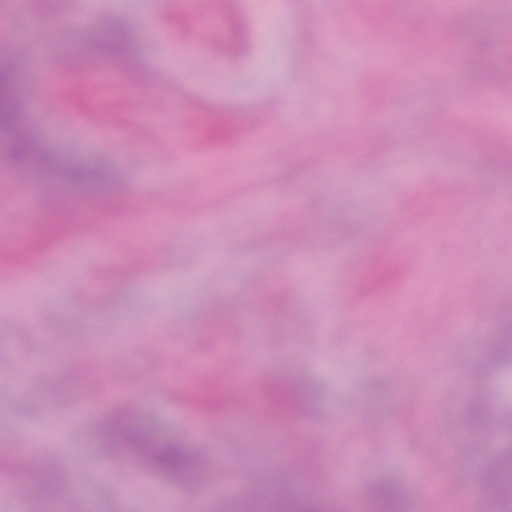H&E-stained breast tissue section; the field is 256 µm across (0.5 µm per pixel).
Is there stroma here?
I'll list each match as a JSON object with an SVG mask.
<instances>
[{
	"label": "stroma",
	"instance_id": "1",
	"mask_svg": "<svg viewBox=\"0 0 512 512\" xmlns=\"http://www.w3.org/2000/svg\"><path fill=\"white\" fill-rule=\"evenodd\" d=\"M205 2L223 33L205 34L187 7L143 21L145 0H0L30 130L57 163L97 174L45 182L0 151L11 177L0 240L30 219L42 242L21 265L0 248V457L54 462L64 512H160L172 500L233 512L260 482L318 496L336 480L353 487L345 512H367L385 479L407 512H461L512 441L463 418L473 383L491 403L512 398V373L480 372L512 303V179L485 157L487 144L512 147V81L450 85L443 73L467 60L414 49L430 36L495 40L501 0H468L450 19L441 0ZM115 21L137 40L133 62L112 67L126 89L44 111L49 78L82 84V51ZM394 40L408 53L371 54ZM214 111L241 127L234 146L212 139ZM376 115L385 124L370 139L362 126ZM336 156L348 161L339 173ZM37 182L45 201L26 198ZM84 201L98 224L141 236L46 238V225L81 223ZM395 248L416 255L408 305L355 286L369 253ZM233 314L243 323L226 327ZM230 358L306 381L308 410L274 431L250 427L251 399L221 421L197 413L184 388ZM116 408L183 439L203 462L196 476L114 461L100 421ZM53 410L78 417L48 431ZM306 445L309 473L295 463ZM25 482L24 468L0 472V512L37 505Z\"/></svg>",
	"mask_w": 512,
	"mask_h": 512
}]
</instances>
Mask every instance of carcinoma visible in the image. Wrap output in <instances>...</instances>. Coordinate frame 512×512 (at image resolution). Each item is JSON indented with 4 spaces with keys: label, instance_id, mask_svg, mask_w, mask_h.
Masks as SVG:
<instances>
[{
    "label": "carcinoma",
    "instance_id": "obj_1",
    "mask_svg": "<svg viewBox=\"0 0 512 512\" xmlns=\"http://www.w3.org/2000/svg\"><path fill=\"white\" fill-rule=\"evenodd\" d=\"M94 48L106 55L130 58L135 54V45L130 33L122 27H114L98 36ZM468 53L473 61V79L483 83L501 76H512V42L504 40L498 50L483 39L477 38L468 44ZM215 128L211 136L232 145L241 131L235 123L226 119L212 120ZM24 102L18 92L17 73L10 61L0 54V142L11 160L32 168L50 172L58 171L53 160L44 152L40 142L24 131ZM495 170L503 177H512V149L494 147L490 153ZM404 276L401 261L390 255H373L364 263L356 287L366 295L384 298L391 295ZM503 340L496 348L490 364L501 366L512 364V316L501 323ZM213 378L223 384L196 388L188 385L187 400L201 414L223 417L232 413L244 398L232 378L220 371ZM265 406L277 421L285 422L301 412L311 401L308 385L295 378L269 380L264 389ZM467 422L471 429L483 431L491 424L501 423V413L489 407L482 397L471 398L467 410ZM103 434L108 442L121 445L127 452L144 457L155 470L173 477L186 478L195 473V457L184 443L175 437H159L151 429L124 422L122 416L109 419ZM58 477L52 466L41 464L39 477L35 480V492L43 499H56ZM485 485L491 496L512 502V451L503 455L485 472ZM276 512H342L333 498L302 497L294 492L277 497ZM369 512H405L401 492L390 483L372 487L369 493Z\"/></svg>",
    "mask_w": 512,
    "mask_h": 512
}]
</instances>
